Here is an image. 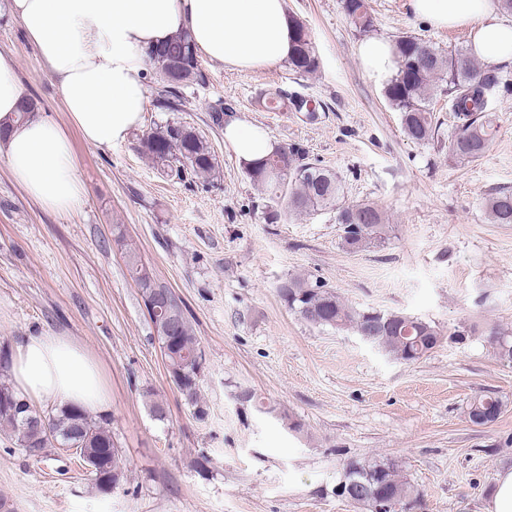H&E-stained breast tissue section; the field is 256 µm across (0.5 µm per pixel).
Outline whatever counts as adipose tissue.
<instances>
[{"label":"adipose tissue","instance_id":"obj_1","mask_svg":"<svg viewBox=\"0 0 512 512\" xmlns=\"http://www.w3.org/2000/svg\"><path fill=\"white\" fill-rule=\"evenodd\" d=\"M413 13L438 29L467 27L485 70L512 63V21L499 0H410ZM9 9L58 83L71 126L91 145L112 147L142 123L146 52L189 32L199 53L248 71L288 60L294 24L286 0H10ZM364 72L378 82L396 70L391 40L357 47ZM29 98L13 57L0 53V158L29 197L61 214L82 203L83 186L65 127L43 117L17 119ZM224 138L245 162L272 151L260 127L231 121ZM16 391L30 400L104 412L112 396L102 369L70 337H24L10 364Z\"/></svg>","mask_w":512,"mask_h":512}]
</instances>
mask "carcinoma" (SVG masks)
Returning a JSON list of instances; mask_svg holds the SVG:
<instances>
[{"label": "carcinoma", "mask_w": 512, "mask_h": 512, "mask_svg": "<svg viewBox=\"0 0 512 512\" xmlns=\"http://www.w3.org/2000/svg\"><path fill=\"white\" fill-rule=\"evenodd\" d=\"M342 8L361 34L375 31V19L367 0H342ZM293 54L288 60L298 74L317 71L310 33L306 25L295 21ZM397 67L384 88L389 104L399 112L404 135L423 145L434 140L438 123L434 121L430 103L439 87L446 83L451 112L456 125L448 150L461 160L482 157L495 132V117L488 109V94L500 84L499 78L483 71L471 54L457 50L448 54L433 44L412 36L394 41ZM148 57L166 64L160 74L164 89L158 107L177 112L182 90L190 83L204 80L198 53L189 33L180 32L149 51ZM140 149L171 180L179 183L206 181L218 173V163L209 142L192 126L169 122L140 140ZM243 168L258 193L267 200L266 219L275 223L285 211L290 216L311 215L322 210L336 211L342 226L341 241L350 252L364 251L385 240L388 229L385 214L372 203L345 205L338 176L306 161L305 151L298 145H277L264 159L245 163ZM485 210L492 224H512V192L498 190L485 199ZM127 269L146 299L154 288H164L142 262L136 249L124 243ZM278 293L288 308L301 320L313 325L348 331L365 336L368 344L398 361L414 362L438 346L436 339L444 336L433 322L412 317L400 311H376L356 307L335 290L297 275L283 281ZM179 321L173 334H167L161 315L149 316L158 341L167 344V367L184 372L180 392L202 416L205 410L200 398V369L203 353L198 337L189 322L183 302L175 298ZM487 343L494 356L512 362V336L496 329L489 332ZM9 361L0 355V434L14 440L25 455L42 460L46 449L60 446L75 449L83 467L91 466L89 475L95 487L107 492L120 483L114 473L115 460L123 459L112 441L109 424L88 411L61 406L46 414L33 403L17 395L8 379ZM504 402L494 394L475 397L466 409L467 417L485 412L500 414ZM344 484L372 483L385 496L401 503H418L423 491L411 483L392 458L356 459L345 467L340 478Z\"/></svg>", "instance_id": "obj_1"}]
</instances>
